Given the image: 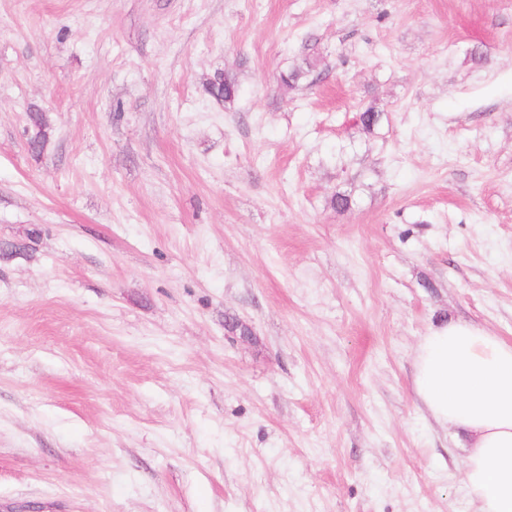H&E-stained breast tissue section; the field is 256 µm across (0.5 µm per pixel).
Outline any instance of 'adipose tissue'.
Returning <instances> with one entry per match:
<instances>
[{"mask_svg": "<svg viewBox=\"0 0 512 512\" xmlns=\"http://www.w3.org/2000/svg\"><path fill=\"white\" fill-rule=\"evenodd\" d=\"M413 390L428 414L462 435L460 482L478 512H512V341L451 320L415 350Z\"/></svg>", "mask_w": 512, "mask_h": 512, "instance_id": "adipose-tissue-1", "label": "adipose tissue"}]
</instances>
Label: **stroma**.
I'll return each mask as SVG.
<instances>
[{"label": "stroma", "instance_id": "1", "mask_svg": "<svg viewBox=\"0 0 512 512\" xmlns=\"http://www.w3.org/2000/svg\"><path fill=\"white\" fill-rule=\"evenodd\" d=\"M449 319L512 341V0H0V512H474ZM208 92L217 100L231 103L238 96V87L234 80L227 76L217 75L213 81L208 82Z\"/></svg>", "mask_w": 512, "mask_h": 512}]
</instances>
